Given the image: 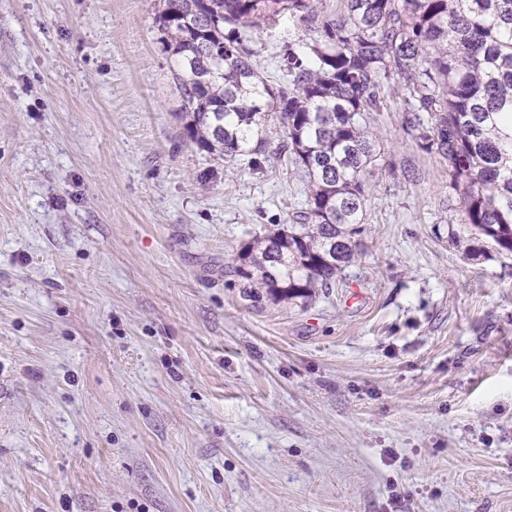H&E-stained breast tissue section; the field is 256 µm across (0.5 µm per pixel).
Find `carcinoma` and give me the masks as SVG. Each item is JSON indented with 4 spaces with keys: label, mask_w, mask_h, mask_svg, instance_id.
Wrapping results in <instances>:
<instances>
[{
    "label": "carcinoma",
    "mask_w": 512,
    "mask_h": 512,
    "mask_svg": "<svg viewBox=\"0 0 512 512\" xmlns=\"http://www.w3.org/2000/svg\"><path fill=\"white\" fill-rule=\"evenodd\" d=\"M161 40L176 70L180 119L198 150L256 168L289 155L306 181L294 223L256 236L232 273L257 302L303 304L330 293L356 236L377 154L369 115L385 81L409 91L403 127L448 161L466 253L512 255V0H161ZM287 18L281 81L264 77L254 32Z\"/></svg>",
    "instance_id": "carcinoma-1"
}]
</instances>
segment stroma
Listing matches in <instances>:
<instances>
[{
	"label": "stroma",
	"instance_id": "stroma-1",
	"mask_svg": "<svg viewBox=\"0 0 512 512\" xmlns=\"http://www.w3.org/2000/svg\"><path fill=\"white\" fill-rule=\"evenodd\" d=\"M160 9L0 0V512H512V257L451 241L402 86L361 254L254 303L224 267L305 184L190 141Z\"/></svg>",
	"mask_w": 512,
	"mask_h": 512
}]
</instances>
